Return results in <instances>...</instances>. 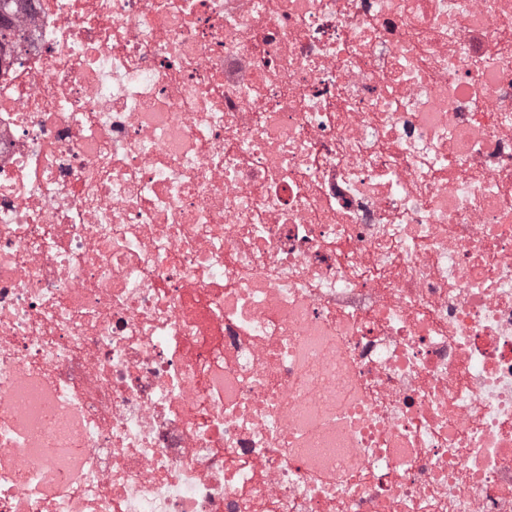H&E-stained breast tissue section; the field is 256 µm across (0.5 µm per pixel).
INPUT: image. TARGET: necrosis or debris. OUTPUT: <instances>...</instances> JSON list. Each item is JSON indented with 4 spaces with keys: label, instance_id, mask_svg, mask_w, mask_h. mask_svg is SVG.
<instances>
[{
    "label": "necrosis or debris",
    "instance_id": "4bbe7bcc",
    "mask_svg": "<svg viewBox=\"0 0 512 512\" xmlns=\"http://www.w3.org/2000/svg\"><path fill=\"white\" fill-rule=\"evenodd\" d=\"M14 22L0 512H512V0Z\"/></svg>",
    "mask_w": 512,
    "mask_h": 512
}]
</instances>
